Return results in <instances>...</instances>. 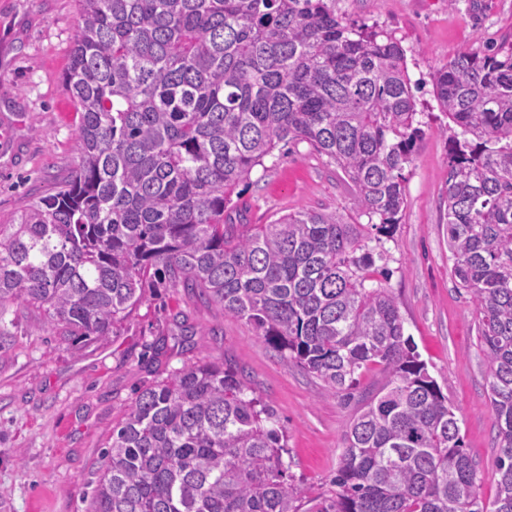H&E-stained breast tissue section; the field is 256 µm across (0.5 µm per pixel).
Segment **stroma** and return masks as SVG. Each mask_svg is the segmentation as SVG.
Segmentation results:
<instances>
[{
	"label": "stroma",
	"instance_id": "35a3bbf8",
	"mask_svg": "<svg viewBox=\"0 0 512 512\" xmlns=\"http://www.w3.org/2000/svg\"><path fill=\"white\" fill-rule=\"evenodd\" d=\"M343 21L392 33L406 51L423 134L404 169L406 204L376 283L390 288L429 375L447 396L482 500L497 476L495 416L478 318L448 252L449 120L432 75L458 53L483 56L512 34V0H333ZM78 0H0V224L53 194L78 162L81 114L64 89ZM251 224L301 210L368 224L348 176L309 143L278 146L238 187ZM201 359L240 368L285 436L293 484L328 493L356 397L382 379L362 373L353 400L287 365L246 320L184 289L150 288L116 335L75 342L23 305L0 308V512H86L103 446L137 390Z\"/></svg>",
	"mask_w": 512,
	"mask_h": 512
}]
</instances>
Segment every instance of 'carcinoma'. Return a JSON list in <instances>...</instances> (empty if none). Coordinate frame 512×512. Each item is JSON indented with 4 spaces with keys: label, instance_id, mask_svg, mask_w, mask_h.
<instances>
[{
    "label": "carcinoma",
    "instance_id": "1",
    "mask_svg": "<svg viewBox=\"0 0 512 512\" xmlns=\"http://www.w3.org/2000/svg\"><path fill=\"white\" fill-rule=\"evenodd\" d=\"M330 0H79L65 90L79 161L0 224V307L67 336H111L154 282L254 323L327 393L381 367L344 433L336 486L306 512H512V39L433 77L454 124L445 195L453 275L479 313L497 426L480 503L458 418L363 225L318 211L246 224L232 196L276 147L306 141L350 178L377 233L405 207L417 126L406 54ZM274 412L236 368L199 360L140 390L102 451L88 512H300Z\"/></svg>",
    "mask_w": 512,
    "mask_h": 512
}]
</instances>
